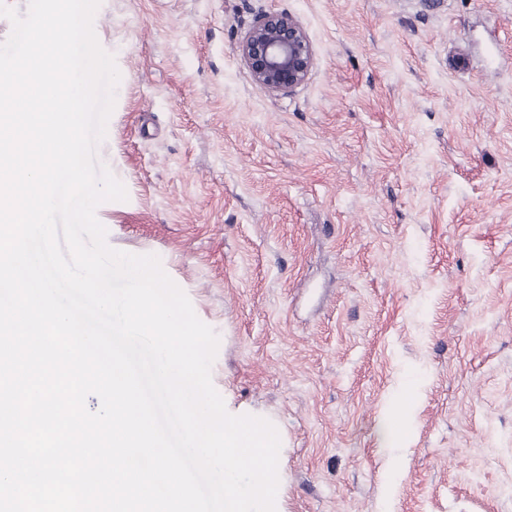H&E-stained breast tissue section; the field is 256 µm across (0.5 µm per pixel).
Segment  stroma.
Instances as JSON below:
<instances>
[{
    "label": "stroma",
    "mask_w": 512,
    "mask_h": 512,
    "mask_svg": "<svg viewBox=\"0 0 512 512\" xmlns=\"http://www.w3.org/2000/svg\"><path fill=\"white\" fill-rule=\"evenodd\" d=\"M266 12L311 42L290 93L237 51ZM93 28L128 194L96 217L277 428L276 512H512V0H101Z\"/></svg>",
    "instance_id": "obj_1"
}]
</instances>
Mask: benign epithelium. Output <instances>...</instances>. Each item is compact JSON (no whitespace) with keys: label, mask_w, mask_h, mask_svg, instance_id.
Wrapping results in <instances>:
<instances>
[{"label":"benign epithelium","mask_w":512,"mask_h":512,"mask_svg":"<svg viewBox=\"0 0 512 512\" xmlns=\"http://www.w3.org/2000/svg\"><path fill=\"white\" fill-rule=\"evenodd\" d=\"M253 80L274 95L292 92L314 63L303 27L286 13H263L238 45Z\"/></svg>","instance_id":"benign-epithelium-1"}]
</instances>
